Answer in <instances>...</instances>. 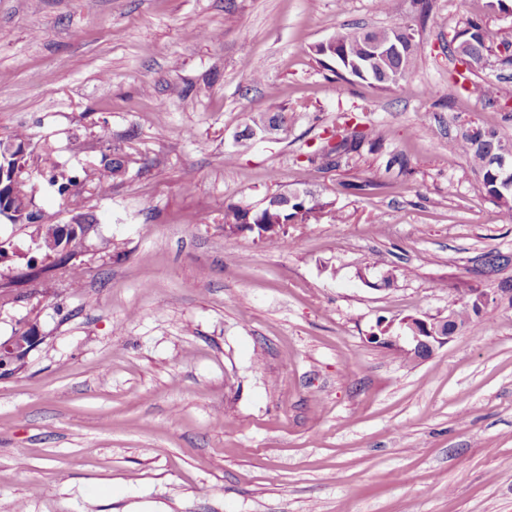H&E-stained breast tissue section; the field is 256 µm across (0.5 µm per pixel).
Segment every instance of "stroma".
<instances>
[{
	"label": "stroma",
	"mask_w": 512,
	"mask_h": 512,
	"mask_svg": "<svg viewBox=\"0 0 512 512\" xmlns=\"http://www.w3.org/2000/svg\"><path fill=\"white\" fill-rule=\"evenodd\" d=\"M469 20L479 67L448 52ZM395 25L418 47L401 85L315 52ZM507 41L487 0H0V140L133 160L84 189L79 285L12 287L35 245L0 221V342L39 338L0 375V512H512V262L483 266L512 259V212L453 148L464 125L512 144ZM347 114L376 145L331 167ZM302 188L342 220L288 225L291 250L225 235L226 204ZM471 288L487 314L429 357L370 343Z\"/></svg>",
	"instance_id": "obj_1"
}]
</instances>
